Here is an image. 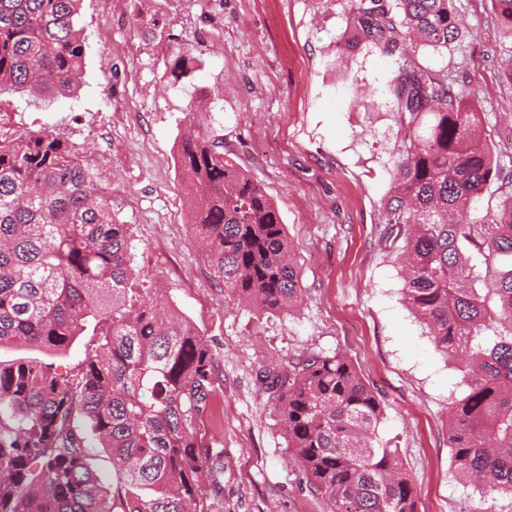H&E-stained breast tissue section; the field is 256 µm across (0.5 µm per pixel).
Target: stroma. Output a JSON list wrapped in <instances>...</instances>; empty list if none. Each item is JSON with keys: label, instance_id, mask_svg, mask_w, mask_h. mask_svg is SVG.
Returning <instances> with one entry per match:
<instances>
[{"label": "stroma", "instance_id": "obj_1", "mask_svg": "<svg viewBox=\"0 0 512 512\" xmlns=\"http://www.w3.org/2000/svg\"><path fill=\"white\" fill-rule=\"evenodd\" d=\"M354 0H82L87 46L70 93L0 97L7 130L48 128L99 165L112 212L128 224L133 268L159 308H175L218 362L224 493L215 512H327L287 458L264 367L324 351L348 358L384 404L379 440L398 448L418 512H512L458 479L448 407L461 375L439 354L402 294L401 241L383 204L403 134L389 92L393 59L356 43ZM462 34L449 49L412 48L414 67L447 75L480 114L479 132L512 171V37L492 0H455ZM198 58L191 82L163 74L167 33ZM208 109L186 107L194 88ZM116 103L132 105L125 121ZM215 128L224 151L275 202L300 271L302 303L266 313L229 298L188 223L189 186L175 164L185 121Z\"/></svg>", "mask_w": 512, "mask_h": 512}]
</instances>
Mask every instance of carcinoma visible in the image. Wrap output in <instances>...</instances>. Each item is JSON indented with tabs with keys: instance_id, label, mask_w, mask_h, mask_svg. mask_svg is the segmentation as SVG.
I'll return each mask as SVG.
<instances>
[{
	"instance_id": "1",
	"label": "carcinoma",
	"mask_w": 512,
	"mask_h": 512,
	"mask_svg": "<svg viewBox=\"0 0 512 512\" xmlns=\"http://www.w3.org/2000/svg\"><path fill=\"white\" fill-rule=\"evenodd\" d=\"M81 0H0V95L76 88L86 44ZM512 37V0H492ZM358 41L395 58L404 135L385 233L404 237L403 294L466 388L448 410L456 474L512 502V175L476 136L477 112L445 75L409 64L417 45L459 39L454 0H356ZM165 77L196 71L174 34ZM178 168L190 225L224 288L263 311L301 300L277 206L224 154V135L189 122ZM491 181L502 200L464 223ZM130 227L112 215L97 168L49 129H0V347L67 350L89 325L97 353L77 375L40 359L0 361V512H214L224 449L206 439L219 395L214 350L174 310L162 315L131 262ZM485 259L472 275L471 252ZM275 395L287 451L328 512H417L398 449L377 441L381 398L350 360L313 352L259 374ZM112 460L104 483L90 439Z\"/></svg>"
}]
</instances>
